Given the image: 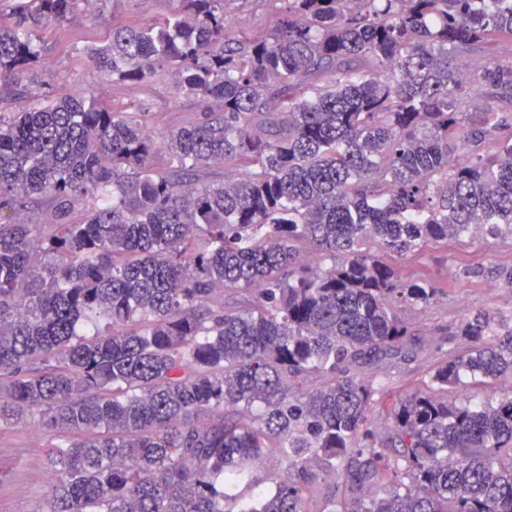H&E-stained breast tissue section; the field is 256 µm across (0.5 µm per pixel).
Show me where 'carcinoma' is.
I'll list each match as a JSON object with an SVG mask.
<instances>
[{
    "instance_id": "1",
    "label": "carcinoma",
    "mask_w": 512,
    "mask_h": 512,
    "mask_svg": "<svg viewBox=\"0 0 512 512\" xmlns=\"http://www.w3.org/2000/svg\"><path fill=\"white\" fill-rule=\"evenodd\" d=\"M77 2L17 0L1 85L42 57L18 30ZM496 36L512 0H179L89 58L206 111L157 139L80 94L0 113V424L65 438L45 512H512V317L464 318L381 434L387 383L351 375L426 350L401 310L438 289L386 257L512 238V61L458 64ZM268 454L286 470L252 501Z\"/></svg>"
}]
</instances>
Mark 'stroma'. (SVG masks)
<instances>
[{
  "instance_id": "35a3bbf8",
  "label": "stroma",
  "mask_w": 512,
  "mask_h": 512,
  "mask_svg": "<svg viewBox=\"0 0 512 512\" xmlns=\"http://www.w3.org/2000/svg\"><path fill=\"white\" fill-rule=\"evenodd\" d=\"M176 6L177 0H99L93 11L77 7L68 19L38 30L33 39L43 50L42 61L22 80L27 98L70 91L127 112L147 104L157 112L162 128L201 112L200 101L175 96L168 72L145 82H119L97 71L87 57L91 47L106 43L114 27L153 19ZM397 267L402 278H425L439 290L431 307L403 311L407 321L431 338V348L412 361L363 367L357 374L386 375L394 393L400 394L422 387L432 365L458 350L453 332L465 315L480 309L512 313V288L495 276L496 269L512 267V239L438 243L398 261ZM467 267L478 268L479 276L464 275ZM58 441V434L37 415L19 426H0V512H40L53 478L48 450Z\"/></svg>"
}]
</instances>
